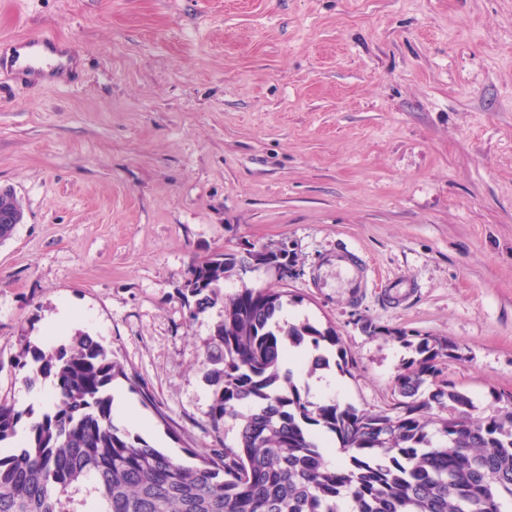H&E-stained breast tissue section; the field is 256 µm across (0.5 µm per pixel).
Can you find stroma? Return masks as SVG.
<instances>
[{
	"label": "stroma",
	"instance_id": "1",
	"mask_svg": "<svg viewBox=\"0 0 512 512\" xmlns=\"http://www.w3.org/2000/svg\"><path fill=\"white\" fill-rule=\"evenodd\" d=\"M52 34L73 83L0 69V398L48 409L11 364L78 332L136 372L141 436L177 459L214 432L201 361L216 311L179 294L193 259L288 252L224 282L286 291L349 370L320 400L395 406L407 336L461 347L445 378L477 411L512 393V0H0V40ZM359 258L362 287L336 268ZM81 319L44 328L62 306ZM7 205L12 208L19 215V224L24 219V211L20 200L16 195L1 196L0 205V243H3L11 239L16 231L19 224L16 223L18 216L17 214L7 208H1V206Z\"/></svg>",
	"mask_w": 512,
	"mask_h": 512
}]
</instances>
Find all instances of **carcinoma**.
Segmentation results:
<instances>
[{"label": "carcinoma", "instance_id": "carcinoma-1", "mask_svg": "<svg viewBox=\"0 0 512 512\" xmlns=\"http://www.w3.org/2000/svg\"><path fill=\"white\" fill-rule=\"evenodd\" d=\"M288 265V254L248 250L192 262L184 299L196 318L220 309L201 363L212 388L210 422L239 421L234 445L186 449L176 461L112 420V379L150 394L95 338L78 333L50 352L26 344L14 357L33 386L53 378L51 408L38 418L0 400V512H503L512 500V397L472 414V398L440 378L442 358L460 346L419 336L417 357L396 377L397 412L317 402L284 368L288 349L310 344L308 375L348 353L332 327L280 317L285 293L242 288L224 299V279L247 265ZM446 411L436 413L435 407ZM336 440L346 461L331 466L321 448Z\"/></svg>", "mask_w": 512, "mask_h": 512}]
</instances>
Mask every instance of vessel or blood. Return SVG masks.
Segmentation results:
<instances>
[{"instance_id": "obj_1", "label": "vessel or blood", "mask_w": 512, "mask_h": 512, "mask_svg": "<svg viewBox=\"0 0 512 512\" xmlns=\"http://www.w3.org/2000/svg\"><path fill=\"white\" fill-rule=\"evenodd\" d=\"M3 66L38 80L49 71H67L68 52L52 37L33 35L6 47L0 45V67Z\"/></svg>"}]
</instances>
